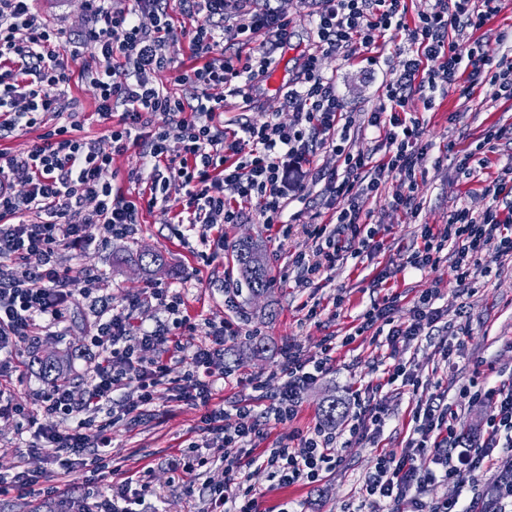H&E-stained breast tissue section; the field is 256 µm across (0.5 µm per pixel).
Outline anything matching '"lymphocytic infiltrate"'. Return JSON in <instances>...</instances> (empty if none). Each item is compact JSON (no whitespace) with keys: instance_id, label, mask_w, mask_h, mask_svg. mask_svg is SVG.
I'll return each instance as SVG.
<instances>
[{"instance_id":"f902f5d3","label":"lymphocytic infiltrate","mask_w":512,"mask_h":512,"mask_svg":"<svg viewBox=\"0 0 512 512\" xmlns=\"http://www.w3.org/2000/svg\"><path fill=\"white\" fill-rule=\"evenodd\" d=\"M174 1L192 22L182 33L169 10ZM36 2L0 0V137L20 127H46L30 150H0V403L12 402V381L26 368L13 352L16 343L35 346L39 332L63 322L78 299L96 297L93 363L84 389L74 394L62 380L41 394L40 415L27 420L33 430L30 450L45 454L61 474L82 469L93 483H104L118 471L110 454L113 430L147 416L164 386L174 401L202 411L189 442L193 453L181 466L183 481L193 482L208 465L204 448L220 443L227 449L224 481L209 489L211 512H265L261 493L246 483L247 470H270L282 486L319 484L340 462L335 436L317 423L297 433V446L264 447L268 422L252 419L250 405L231 413L216 398L218 383L229 378L224 348L242 334L237 324L209 321L204 342L195 343L197 325L180 292L156 286L117 308L100 294V275L62 265L58 257L129 237L143 210L177 194L186 222L174 224L175 236H182L184 226H201L200 257L213 262L224 254V235L215 225L239 223L245 204H255L260 223L284 227L283 214L301 192L288 185L286 169L312 162L320 151L336 158L334 168L318 167L311 174L312 182L324 186L330 215L313 229L312 260H294L301 283L321 280L344 256L381 252L375 228L362 218L363 201L377 197L394 178L402 189L393 195L392 207L412 217L421 210L415 182L427 149L419 141L417 119L406 111L409 94H419L428 109L452 85L467 94L487 84L494 87L495 99H512V46L492 51L477 36L500 11L501 0H433L411 25L405 0H317L313 51L283 94L291 121L273 112L262 123L245 121L232 132L218 121L227 100L250 102L246 86L267 75L275 51L290 36L279 0H259L257 7L233 15L227 11L229 0H84L90 21L76 36L54 28ZM393 28L405 30L407 38L402 68L384 85L385 105L348 111L335 81L318 69V55L377 53ZM453 31L474 35L469 58L457 54L449 37ZM228 34L248 47L245 61L225 56ZM182 36L196 64L176 73L172 50ZM87 42L98 47L96 66L87 76L95 90V112L108 124L106 150L77 136L68 96L69 62ZM170 72L175 83L193 88L191 98L164 87L160 78ZM157 114L165 121L156 126L151 118ZM370 127L379 136L374 150L354 149L355 135ZM173 138L182 144L176 155L168 147ZM133 145L151 172L137 197L129 199L115 193L102 173ZM484 193L493 200L485 211L459 208L443 227L424 225L421 244L407 255L406 266L427 270L451 248L458 279L470 287L484 254L512 257V167L485 185ZM440 298L439 289H423L406 323L394 321L393 299L384 297L362 310L343 338L327 336L310 356L294 343L283 344L276 370L283 385L270 408L272 418L297 416L299 391L328 373L337 346L356 349L382 341L393 350L436 327L448 314L438 307ZM152 300L164 303L166 320L152 330H134L136 310ZM175 363L185 367L188 386L171 378ZM386 373L384 384L354 394L345 433L355 441L377 442L389 421L383 388L397 383L416 391L412 426L400 455L377 454L361 487L363 500L372 512H463L454 499L428 507L419 491L432 482L461 483L494 449L512 448V378L493 385L471 379L447 401L418 396L422 381L407 363L390 365ZM128 391L135 401L115 405V394ZM474 400L486 402L489 413L483 444L468 447L457 415ZM149 491V481L129 477L81 512H138Z\"/></svg>"}]
</instances>
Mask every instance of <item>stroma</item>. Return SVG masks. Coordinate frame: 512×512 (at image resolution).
Returning <instances> with one entry per match:
<instances>
[{
	"mask_svg": "<svg viewBox=\"0 0 512 512\" xmlns=\"http://www.w3.org/2000/svg\"><path fill=\"white\" fill-rule=\"evenodd\" d=\"M279 5L291 22V38L275 52L276 78L262 83L253 103L230 99L223 114L224 123L243 118L259 123L267 113L278 110L283 89L295 78L308 55L312 0H280ZM37 8L52 25L72 34L83 30L87 23L81 0H38ZM405 41L404 31L392 29L385 34L379 64H368L358 55L348 59L323 56L318 66L324 75L335 80L336 89L349 110L371 111L385 101L383 85L399 69V48ZM96 55L93 44L84 46L80 62L72 66L74 77L69 96L78 104L80 136L102 143L106 140V127L95 114L93 88L81 76L84 64L92 62ZM491 93V87L485 85L475 87L465 96L458 86L452 85L446 94L436 98L429 110L424 109L419 96H411L407 110L419 118L421 142L428 147L427 162L417 175L416 193L422 202L420 214L412 218L391 208L389 200L399 184L394 179L388 181L381 197L368 200L363 206L368 222L380 230L384 243L381 254L363 258L356 265L344 262L332 279L317 285L298 287V271L292 264L295 255L311 254L314 248L311 230L327 219L320 189L310 180L311 165L306 163L289 175L290 181L305 186L307 200L289 205L292 219L283 243L271 239L266 226L250 213L241 223L225 225L227 248L223 257L204 264L198 256L201 244L197 232H189L180 239L171 231L180 211L179 203L173 199L143 212L130 237L79 256L64 252L59 259L62 265L90 267L103 274L113 305H124L127 298L143 293L148 286L161 284L180 291L191 316L233 320L248 330V337L224 352V367L233 373L222 392L228 405L253 398L248 379L254 375L266 376L265 400L273 402L281 385L275 371L282 343H296L305 355H312L323 337L344 335L357 314L387 293L397 296L392 310L394 319L411 321L414 297L422 288L433 284L441 288L449 307L465 305L467 332L457 337L443 329L423 333L410 346L398 347L397 359L410 362L420 377L430 379L441 365V347L451 342L458 346L459 357L457 371L448 375L449 389H456L475 374L491 382L511 378L512 261L501 263L494 254L485 255L482 263L491 272L476 273V289L466 295L457 281L454 254H447L435 268L423 272L402 265L405 255L420 240L421 225L445 224L451 212L460 207L485 210L491 199L483 194V186L504 167L512 165V101H492ZM488 128L500 130L502 136L492 147L478 149V140ZM149 173V167L133 147L115 157L102 177L132 198L138 190V178L148 177ZM245 238L259 244L272 279L270 288L259 297L253 296L238 277L233 246ZM145 251L162 253L165 267L154 272L138 267L134 258ZM384 270L390 276L385 287L380 288L374 278ZM339 293L347 297L345 307L331 310L333 298ZM309 299L325 304V314L314 320L306 319L301 306ZM88 331V311L85 303L79 302L70 306L63 323L43 333L37 346L40 355L63 356V371L78 390L82 389L86 377L82 353L87 346ZM386 353L383 347L339 351L328 375L301 391L297 417L271 422L270 440H287L296 431L320 420L323 408L330 401L350 404L355 390L382 382L380 360ZM387 406L390 421L378 444L354 442L341 448V465L318 487L297 484L282 488L271 479L269 471H253L250 482L262 492L266 512H280L284 506L290 512H361L359 488L375 456L381 451L400 453L409 433L411 395L407 389L389 392ZM199 416L198 409L172 401L164 390L159 394L153 419L130 428L114 429L112 457L122 469L112 476V484H119L142 467L152 469V491L145 498L142 512H210L209 486L224 479V447L215 444L205 449V456L214 460L215 465L204 471L194 486L183 484L180 469L175 465L180 457L179 445ZM29 441V434L20 433L15 419L0 418V471H12L19 466L34 472L53 471L54 466L46 456L27 452ZM494 457V466L481 468L463 483L429 484L421 493L422 499L430 505L446 499L469 505L472 498L485 494L501 471L512 469V450L496 449Z\"/></svg>",
	"mask_w": 512,
	"mask_h": 512,
	"instance_id": "obj_1",
	"label": "stroma"
}]
</instances>
